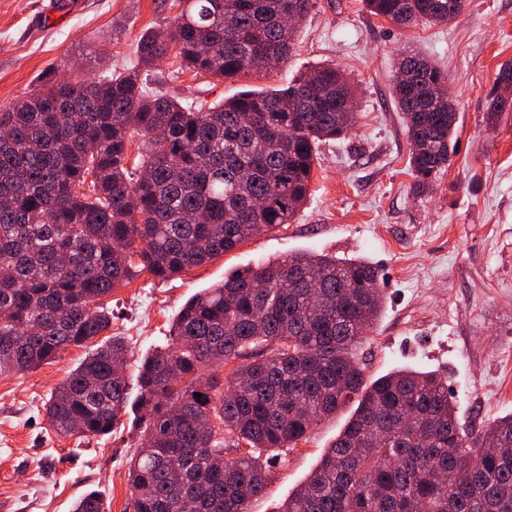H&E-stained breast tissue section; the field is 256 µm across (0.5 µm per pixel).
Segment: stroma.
<instances>
[{
    "mask_svg": "<svg viewBox=\"0 0 512 512\" xmlns=\"http://www.w3.org/2000/svg\"><path fill=\"white\" fill-rule=\"evenodd\" d=\"M180 11L178 0H0V106L62 77L77 82L133 65L141 34ZM407 50L445 70L457 113L456 151L422 195L390 95ZM509 60L512 0H466L450 23L409 27L371 15L362 0H315L276 70L221 79L180 69L171 56L153 66L150 85L189 104L284 86L333 64L357 89L356 124L345 139L321 144L310 196L292 223L175 278L142 274L107 297L109 333L128 348L126 375L165 344L193 295L259 261L314 252L363 257L379 269L386 304L359 349L367 378L415 366L446 378L465 423L512 413V110L498 123L486 119L494 76ZM86 354L71 347L52 363L0 376V512H71L90 491L109 512H134L135 412L108 435L82 438L58 435L45 412ZM350 413L343 408L296 447L279 449L249 512H278Z\"/></svg>",
    "mask_w": 512,
    "mask_h": 512,
    "instance_id": "stroma-1",
    "label": "stroma"
}]
</instances>
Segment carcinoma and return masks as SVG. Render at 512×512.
I'll return each mask as SVG.
<instances>
[{
	"label": "carcinoma",
	"mask_w": 512,
	"mask_h": 512,
	"mask_svg": "<svg viewBox=\"0 0 512 512\" xmlns=\"http://www.w3.org/2000/svg\"><path fill=\"white\" fill-rule=\"evenodd\" d=\"M142 35L138 64L83 83L54 82L0 106V375L84 346L110 329L114 288L166 279L290 224L309 196L319 145L355 123L354 89L320 64L282 89H247L208 108L149 89L145 71L174 52L181 67L233 77L252 59L287 61L313 0H180ZM395 25L447 24L465 0H363ZM431 61L398 60L417 192L448 167L456 124ZM512 100L491 94L495 121ZM143 137L142 171L125 164ZM379 270L361 258L296 253L262 261L190 298L166 343L138 366L140 447L129 461L135 512H248L264 493L263 455L296 446L357 402L336 441L282 512H512V414L460 422L433 371L365 377L357 350L381 314ZM118 336L70 371L47 404L53 428L110 433L127 413ZM248 357L228 385L204 369ZM201 397H195V394ZM210 431L203 432L206 424ZM235 449L236 456L227 457ZM72 512H107L102 496Z\"/></svg>",
	"instance_id": "carcinoma-1"
}]
</instances>
